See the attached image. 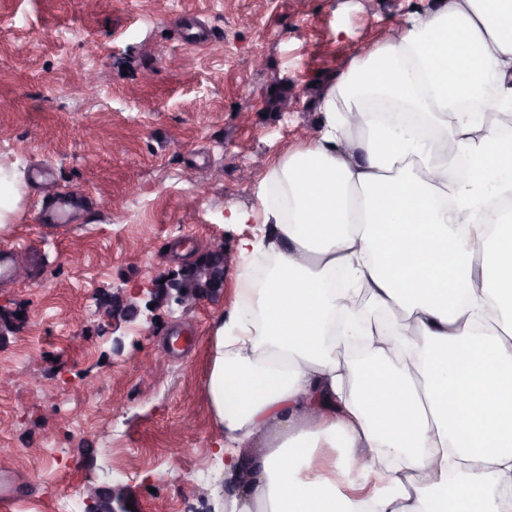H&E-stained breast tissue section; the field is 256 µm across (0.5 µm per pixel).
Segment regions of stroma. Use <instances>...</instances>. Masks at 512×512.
I'll list each match as a JSON object with an SVG mask.
<instances>
[{"instance_id":"obj_1","label":"stroma","mask_w":512,"mask_h":512,"mask_svg":"<svg viewBox=\"0 0 512 512\" xmlns=\"http://www.w3.org/2000/svg\"><path fill=\"white\" fill-rule=\"evenodd\" d=\"M429 0H0V512L85 484L225 512L210 338L239 299L230 208L303 147L345 58ZM68 228L54 227L58 198ZM223 244V285L164 283Z\"/></svg>"}]
</instances>
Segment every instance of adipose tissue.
I'll use <instances>...</instances> for the list:
<instances>
[{"label":"adipose tissue","instance_id":"1","mask_svg":"<svg viewBox=\"0 0 512 512\" xmlns=\"http://www.w3.org/2000/svg\"><path fill=\"white\" fill-rule=\"evenodd\" d=\"M255 188L272 256L211 338L229 512H503L512 488V0H433L352 53ZM367 356L339 358L350 337ZM286 439L259 460L264 430ZM343 451L340 472L314 462ZM373 479L351 495L338 477Z\"/></svg>","mask_w":512,"mask_h":512}]
</instances>
